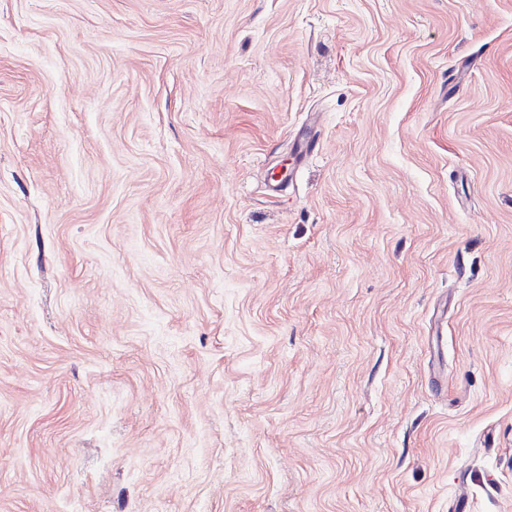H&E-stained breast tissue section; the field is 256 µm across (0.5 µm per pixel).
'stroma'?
I'll return each instance as SVG.
<instances>
[{
    "label": "stroma",
    "mask_w": 512,
    "mask_h": 512,
    "mask_svg": "<svg viewBox=\"0 0 512 512\" xmlns=\"http://www.w3.org/2000/svg\"><path fill=\"white\" fill-rule=\"evenodd\" d=\"M460 495L512 512V0H0V512Z\"/></svg>",
    "instance_id": "obj_1"
}]
</instances>
